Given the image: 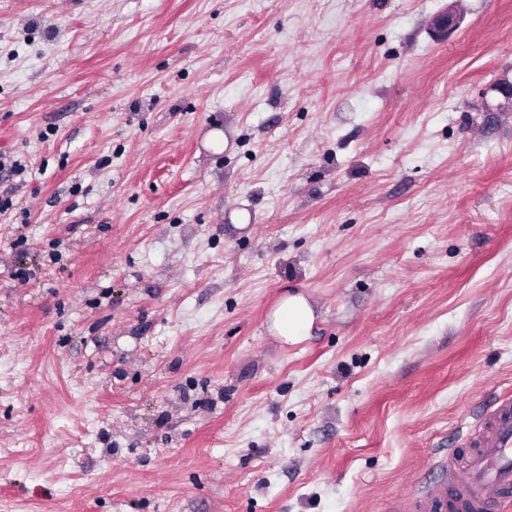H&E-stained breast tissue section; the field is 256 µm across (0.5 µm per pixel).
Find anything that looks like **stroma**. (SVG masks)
Here are the masks:
<instances>
[{"label": "stroma", "instance_id": "stroma-1", "mask_svg": "<svg viewBox=\"0 0 512 512\" xmlns=\"http://www.w3.org/2000/svg\"><path fill=\"white\" fill-rule=\"evenodd\" d=\"M447 3L0 0V512L437 480L512 393V0ZM462 15L454 4H449L448 8L436 14L431 21V30L436 39L440 40L448 35V31L458 27L461 23ZM316 319L309 299L301 292L286 294L269 317L270 332L284 343H297L313 326Z\"/></svg>", "mask_w": 512, "mask_h": 512}]
</instances>
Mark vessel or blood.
Masks as SVG:
<instances>
[{"label":"vessel or blood","mask_w":512,"mask_h":512,"mask_svg":"<svg viewBox=\"0 0 512 512\" xmlns=\"http://www.w3.org/2000/svg\"><path fill=\"white\" fill-rule=\"evenodd\" d=\"M466 445L465 466L439 461L441 478L412 493L406 512H500L512 499V395L494 400Z\"/></svg>","instance_id":"b4317fda"}]
</instances>
